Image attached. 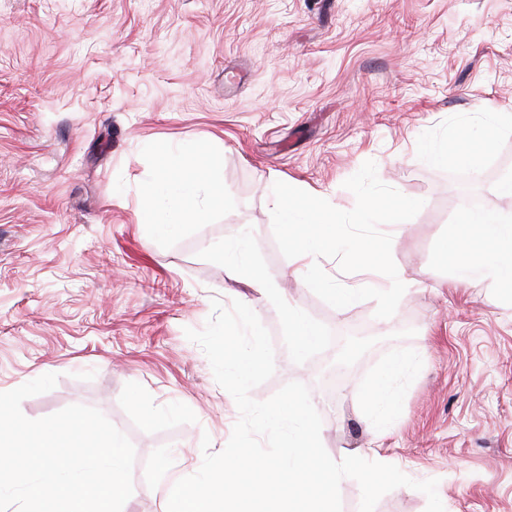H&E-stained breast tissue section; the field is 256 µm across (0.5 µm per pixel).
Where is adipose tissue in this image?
<instances>
[{"label": "adipose tissue", "instance_id": "1", "mask_svg": "<svg viewBox=\"0 0 512 512\" xmlns=\"http://www.w3.org/2000/svg\"><path fill=\"white\" fill-rule=\"evenodd\" d=\"M138 194L143 203L140 223H155L162 210L169 223L185 224L223 204L224 184L209 149L200 146L180 162L161 163L155 177L139 186ZM449 251L459 257L461 278L512 284V220L466 218Z\"/></svg>", "mask_w": 512, "mask_h": 512}]
</instances>
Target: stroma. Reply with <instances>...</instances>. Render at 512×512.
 Listing matches in <instances>:
<instances>
[{"label": "stroma", "mask_w": 512, "mask_h": 512, "mask_svg": "<svg viewBox=\"0 0 512 512\" xmlns=\"http://www.w3.org/2000/svg\"><path fill=\"white\" fill-rule=\"evenodd\" d=\"M200 144L223 205L139 223L138 186ZM471 147L474 167L458 159ZM368 160L424 201L386 228L406 282L388 319L322 301L272 229L275 182L347 211ZM508 176L512 0H0V392L57 374L22 413L99 409L135 449L123 512H165L162 478L197 472L202 438L220 452L239 418L184 331L239 300L275 354L252 398L301 382L331 457L373 448L438 479L447 512H512V293L443 254L465 214L512 219ZM228 242L322 340L294 351L281 304L226 278ZM382 386L383 432L363 402Z\"/></svg>", "instance_id": "stroma-1"}]
</instances>
